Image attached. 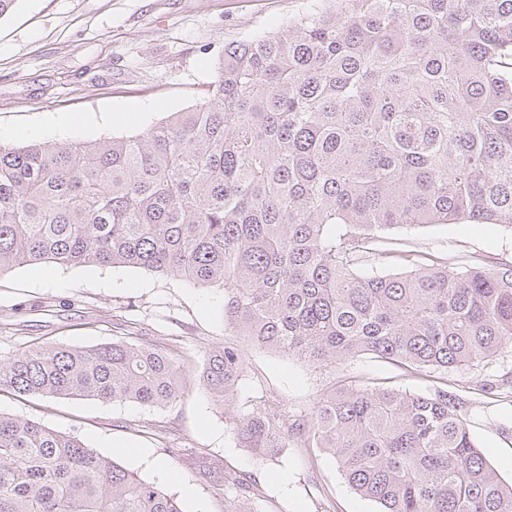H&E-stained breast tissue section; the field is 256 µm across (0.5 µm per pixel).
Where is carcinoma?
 <instances>
[{"label":"carcinoma","instance_id":"carcinoma-1","mask_svg":"<svg viewBox=\"0 0 512 512\" xmlns=\"http://www.w3.org/2000/svg\"><path fill=\"white\" fill-rule=\"evenodd\" d=\"M512 227V0H315L283 31L224 48L209 98L146 131L0 147V275L114 266L224 292V326L321 366L361 354L476 366L512 341V266L466 270L387 236ZM379 252L385 269L363 270ZM231 340L199 385L265 459L325 448L380 512H512L458 398L341 386L292 419L230 410ZM186 389L154 341L28 345L0 392L161 407ZM250 487L224 479V512ZM0 512H185L177 497L32 419L0 413Z\"/></svg>","mask_w":512,"mask_h":512}]
</instances>
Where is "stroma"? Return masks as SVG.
<instances>
[{
    "label": "stroma",
    "mask_w": 512,
    "mask_h": 512,
    "mask_svg": "<svg viewBox=\"0 0 512 512\" xmlns=\"http://www.w3.org/2000/svg\"><path fill=\"white\" fill-rule=\"evenodd\" d=\"M311 0H19L0 18V145L87 142L135 135L208 97L225 46L285 28ZM83 125H68L74 115ZM399 243L453 264L479 259L512 265V229L438 224ZM224 295L171 274L123 266H20L0 276V356L23 344L92 346L156 341L178 355L187 391L166 407L85 397L0 393V412L73 434L149 482L164 483L154 461L193 490L186 512H224L214 475L253 489V512H378L349 487L335 460L289 442L271 461L242 448L222 410L198 384L203 349L225 339ZM121 327H114L113 318ZM245 376L236 410L276 401L289 415L311 414L335 383L388 386L462 402L471 436L502 480L512 482V342L492 360L447 372H410L369 354L318 367L240 341ZM504 380L489 393L486 379ZM148 451L153 461L130 456Z\"/></svg>",
    "instance_id": "obj_1"
}]
</instances>
